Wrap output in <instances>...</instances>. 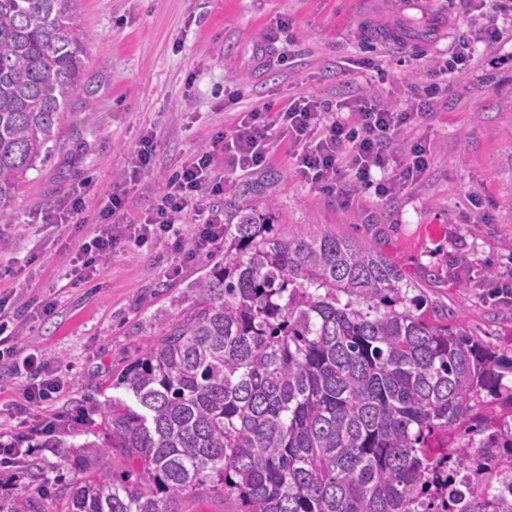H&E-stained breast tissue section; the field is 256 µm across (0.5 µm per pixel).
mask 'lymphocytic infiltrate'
I'll return each mask as SVG.
<instances>
[{
	"instance_id": "obj_1",
	"label": "lymphocytic infiltrate",
	"mask_w": 512,
	"mask_h": 512,
	"mask_svg": "<svg viewBox=\"0 0 512 512\" xmlns=\"http://www.w3.org/2000/svg\"><path fill=\"white\" fill-rule=\"evenodd\" d=\"M435 81L413 86L410 107L398 110L375 97L361 96L354 103L331 105L320 98L299 95L279 111L275 124H268L263 109L240 113L231 132L216 140L222 152L231 154L236 168L248 171L262 166L269 153L271 128L291 137L300 178L327 193L348 196L364 189L385 198L420 179L429 168L430 150L414 143L409 157L393 177L387 176L390 147L395 139L430 111L438 92ZM224 191V176L218 171L213 152L193 157L177 170L168 191L142 219L130 218L125 193H109L100 220L82 237L79 256L87 272H97L123 244H145L158 236H179L186 218L198 224L196 245L204 247L224 236L217 215L204 208L202 200Z\"/></svg>"
}]
</instances>
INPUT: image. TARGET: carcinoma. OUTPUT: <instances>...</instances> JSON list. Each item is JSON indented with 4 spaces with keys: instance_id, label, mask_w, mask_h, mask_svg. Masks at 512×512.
I'll use <instances>...</instances> for the list:
<instances>
[{
    "instance_id": "carcinoma-1",
    "label": "carcinoma",
    "mask_w": 512,
    "mask_h": 512,
    "mask_svg": "<svg viewBox=\"0 0 512 512\" xmlns=\"http://www.w3.org/2000/svg\"><path fill=\"white\" fill-rule=\"evenodd\" d=\"M72 0H0V217L84 86ZM274 205L224 214V258L112 384L101 440L63 512H182L208 492L242 512H512V356L430 314L395 261L279 228ZM469 424L467 441L436 448ZM126 468L117 471L112 455Z\"/></svg>"
}]
</instances>
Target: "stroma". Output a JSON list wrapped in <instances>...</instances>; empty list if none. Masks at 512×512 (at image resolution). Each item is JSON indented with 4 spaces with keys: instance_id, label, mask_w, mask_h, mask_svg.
<instances>
[{
    "instance_id": "stroma-1",
    "label": "stroma",
    "mask_w": 512,
    "mask_h": 512,
    "mask_svg": "<svg viewBox=\"0 0 512 512\" xmlns=\"http://www.w3.org/2000/svg\"><path fill=\"white\" fill-rule=\"evenodd\" d=\"M89 35L86 81L50 154L30 171L10 213L0 218V299L18 312L22 351H37V369L0 360V435L21 433L56 416L80 424L56 433L57 447L34 439L28 472L9 479L0 467V512H59L60 491L78 483L71 446L96 430L120 371L192 302L191 288L221 253L194 248L197 226L180 241L128 244L92 278L79 277L76 248L96 224L107 192L125 188L140 218L167 190L175 170L211 150L239 113L279 112L302 93L324 100L379 93L393 105L433 64L453 55L462 36L506 25L499 0H77ZM271 41L283 65L255 61L256 43ZM370 59L369 69L358 61ZM241 89L230 101L233 89ZM512 42L478 44L464 73H452L432 112L395 144L431 150L425 176L389 198L360 191L337 198L298 176L293 143L274 138L261 168L225 171L224 192L207 208L271 201L287 228L333 233L392 258L428 301L498 350H512ZM157 142L155 167L123 182L145 135ZM82 196L83 211L63 223ZM64 388L41 407L29 405L35 377ZM50 485L52 493L40 494Z\"/></svg>"
}]
</instances>
